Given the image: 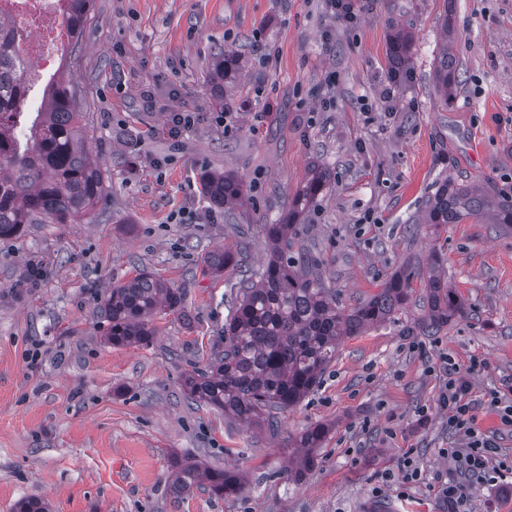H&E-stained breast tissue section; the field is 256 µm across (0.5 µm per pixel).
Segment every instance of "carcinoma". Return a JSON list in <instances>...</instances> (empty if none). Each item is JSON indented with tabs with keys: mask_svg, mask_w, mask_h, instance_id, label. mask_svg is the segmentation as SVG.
Wrapping results in <instances>:
<instances>
[{
	"mask_svg": "<svg viewBox=\"0 0 512 512\" xmlns=\"http://www.w3.org/2000/svg\"><path fill=\"white\" fill-rule=\"evenodd\" d=\"M93 0H67L70 35L80 34ZM22 39L15 24L0 16V238L20 233L25 224H78L93 212L106 187L102 169L84 146L82 115L73 111L77 87L66 78L52 77L44 87L47 108L27 123L22 107L28 96L24 71L12 48ZM411 39L398 31L391 40L397 60L394 74L409 79ZM230 54L216 55L210 79L224 86ZM458 63L448 49L435 60V81L443 98L457 87ZM331 179L330 170L313 164L302 187L276 224L265 225L268 255L264 265L241 280L236 302L224 324V351L206 370L193 369L183 377L187 397L221 409L257 428L274 427V413L299 404L321 381L336 357L342 337L357 336L386 322L408 300L414 276L423 279L427 309L417 329L432 336L441 327L469 314L466 301L449 286L443 259L431 255L426 268L400 267L380 290L349 310L339 307L336 289L318 269L310 244L299 238L297 224L315 204ZM205 192L216 207L234 206L245 196L243 182L233 173L202 177ZM489 217L512 231V195L496 194L446 176L438 182L421 223L439 229L470 217ZM245 252L228 247L211 252L206 262L215 272L236 267ZM111 322L108 340L115 346L148 345L155 336L152 316L161 307L179 312L185 294L149 272L107 291L103 300ZM329 428L310 426L295 441L303 449L294 474L310 470L314 452ZM171 489L179 495L200 479L211 494L239 493L243 476L234 470H201L196 463L173 461ZM17 512H51L38 497L21 500Z\"/></svg>",
	"mask_w": 512,
	"mask_h": 512,
	"instance_id": "1",
	"label": "carcinoma"
}]
</instances>
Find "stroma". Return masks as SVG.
Listing matches in <instances>:
<instances>
[{
	"label": "stroma",
	"mask_w": 512,
	"mask_h": 512,
	"mask_svg": "<svg viewBox=\"0 0 512 512\" xmlns=\"http://www.w3.org/2000/svg\"><path fill=\"white\" fill-rule=\"evenodd\" d=\"M355 8L345 24L325 0H94L73 107L106 196L94 222L0 239V512L30 495L54 512H448L441 488L459 475L445 451L468 443L439 400L452 371L471 384L475 429L512 461V429L489 404L512 402V232L480 218L408 224L445 175L512 193V0ZM397 29L412 37L406 84L390 78ZM444 45L463 71L446 99L432 80ZM220 48L238 61L221 94L209 80ZM176 112L189 127L173 128ZM314 159L334 178L301 231L341 308L436 252L473 314L418 335L425 292L413 280L391 321L341 340L273 435L187 401L183 374L223 349L242 278L205 255L242 246L248 265L264 262L263 227ZM224 171L246 189L228 214L201 180ZM142 270L183 289L185 311H157L149 345H112L101 295ZM317 423L332 430L294 478L290 444ZM177 456L240 471L245 487L173 495ZM407 456L421 472L412 483ZM464 510L512 512V473L469 485Z\"/></svg>",
	"instance_id": "1"
}]
</instances>
